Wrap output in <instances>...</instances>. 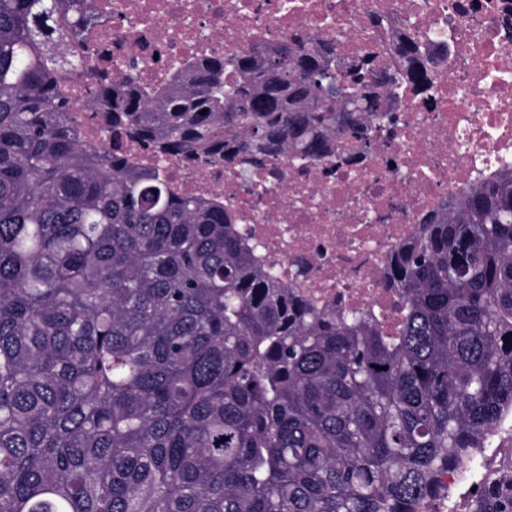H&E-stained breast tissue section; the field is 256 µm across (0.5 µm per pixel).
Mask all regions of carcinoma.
Listing matches in <instances>:
<instances>
[{"label":"carcinoma","instance_id":"cac0c4a2","mask_svg":"<svg viewBox=\"0 0 512 512\" xmlns=\"http://www.w3.org/2000/svg\"><path fill=\"white\" fill-rule=\"evenodd\" d=\"M84 0H0V512H417L512 413V171L391 258L385 334L254 260L218 200L81 140L60 86ZM300 37L163 81L99 71L112 132L259 165L371 149L428 83ZM487 512H512L491 492Z\"/></svg>","mask_w":512,"mask_h":512}]
</instances>
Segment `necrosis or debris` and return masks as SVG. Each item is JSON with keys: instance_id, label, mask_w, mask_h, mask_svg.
<instances>
[{"instance_id": "4bbe7bcc", "label": "necrosis or debris", "mask_w": 512, "mask_h": 512, "mask_svg": "<svg viewBox=\"0 0 512 512\" xmlns=\"http://www.w3.org/2000/svg\"><path fill=\"white\" fill-rule=\"evenodd\" d=\"M102 17L64 83L85 142L109 132L93 102L95 68L113 80L136 70L161 82L170 64L220 58L300 37L337 57L393 64L395 36L425 44L426 93L403 97L397 122L380 129L371 152L342 168L333 161L277 156L246 170L186 155L156 156L135 141L127 154L155 169L181 195L220 198L263 267L317 307L374 314L393 331L402 299L389 260L421 224L470 189L512 169V0H89ZM436 477L421 512H448V497L470 490L497 447Z\"/></svg>"}]
</instances>
